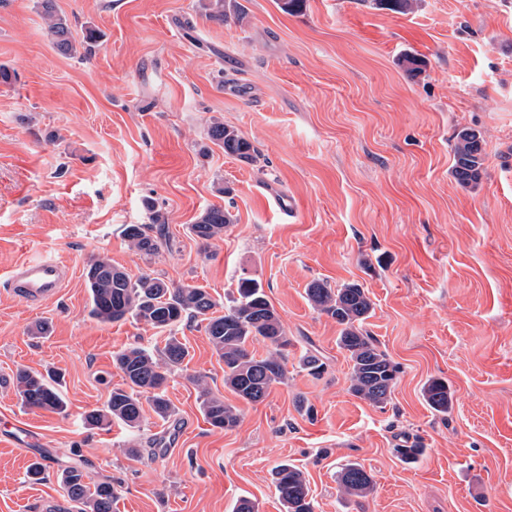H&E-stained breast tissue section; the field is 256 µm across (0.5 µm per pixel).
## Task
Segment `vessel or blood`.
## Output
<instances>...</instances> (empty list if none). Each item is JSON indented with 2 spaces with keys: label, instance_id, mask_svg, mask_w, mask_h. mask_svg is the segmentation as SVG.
Segmentation results:
<instances>
[{
  "label": "vessel or blood",
  "instance_id": "vessel-or-blood-1",
  "mask_svg": "<svg viewBox=\"0 0 512 512\" xmlns=\"http://www.w3.org/2000/svg\"><path fill=\"white\" fill-rule=\"evenodd\" d=\"M66 264L53 255H41L14 264L10 269V293L38 308L59 295L68 280Z\"/></svg>",
  "mask_w": 512,
  "mask_h": 512
}]
</instances>
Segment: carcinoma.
<instances>
[{"label":"carcinoma","instance_id":"carcinoma-1","mask_svg":"<svg viewBox=\"0 0 512 512\" xmlns=\"http://www.w3.org/2000/svg\"><path fill=\"white\" fill-rule=\"evenodd\" d=\"M40 7L52 43L60 54L76 55L97 41L94 29L85 31L82 39H76L68 18L57 10L55 0H40ZM200 8L206 18L222 22L237 12V3L236 0H200ZM206 138L226 155L247 163L257 159L251 143L222 122L211 123ZM483 169L480 133L470 128L460 130L455 136L453 176L462 184H472L478 182ZM234 221L229 210L213 206L190 225V232L208 244L223 238L224 228ZM163 231L160 225L127 224L124 236L136 252L152 256L163 244ZM86 284L90 315L103 323L131 317L154 329L170 331L186 318L205 322L206 335L224 362V386L247 404L263 401L271 387L285 377L290 340L279 313L255 278L238 279V297L224 308L222 315L216 314L219 302L207 289L174 285L149 274L133 281L104 255L96 256L88 265ZM306 294L315 309L332 317L340 326L337 345L350 362L351 394L374 405L386 403L397 380L398 366L377 348L363 329L373 312L368 291L358 283L335 289L318 280L309 284ZM259 341L269 347L264 356L257 355L253 349ZM188 356L185 343L175 336L167 337L160 350L137 344L119 351L113 362L123 374L124 386L112 389L103 408L87 412L85 423L99 427L115 419L135 428L142 419L144 394L159 418H171L173 408L166 396L169 374L182 366ZM301 365L313 377L324 372V362L316 354L304 355ZM57 385L58 378L53 374L45 376L20 369L15 375L16 394L25 406L62 414L67 403ZM423 397L429 408L440 414L448 413L452 406V391L448 381L441 378H433L424 385ZM202 412L219 429L235 427L240 418L237 407L217 397H206ZM272 483L284 512H314L310 488L301 469L283 462L274 469ZM60 484L71 500L85 506V512H112L115 498L112 483L93 480L84 467L63 469ZM339 484L347 496L365 497L374 488L372 476L356 462L342 467Z\"/></svg>","mask_w":512,"mask_h":512}]
</instances>
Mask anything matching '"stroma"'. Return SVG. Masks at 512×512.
<instances>
[{
    "label": "stroma",
    "mask_w": 512,
    "mask_h": 512,
    "mask_svg": "<svg viewBox=\"0 0 512 512\" xmlns=\"http://www.w3.org/2000/svg\"><path fill=\"white\" fill-rule=\"evenodd\" d=\"M238 3L217 22L199 0H56L74 36L99 34L68 58L39 0H0V64L15 73L0 82V419L35 439L27 452L0 441V512H83L57 482L75 464L111 481L113 512H232L242 496L281 512L271 472L283 462L304 472L314 512H512V0H415L403 14L378 0H307L297 14ZM215 119L257 162L201 155ZM464 128L485 156L468 186L452 174ZM211 206L235 222L205 244L189 226ZM156 214L167 243L146 257L123 229ZM44 254L71 277L32 308L9 293L8 266ZM96 254L224 306L242 274L257 278L291 341L284 382L240 403L187 319L174 333L188 363L166 387L174 416L147 406L134 429L85 424L123 384L114 354L165 343L144 323L90 317ZM315 280L368 290L363 328L400 368L387 403L350 393L339 328L305 293ZM308 351L320 377L299 366ZM20 368L59 372L66 413L22 405ZM433 378L454 392L448 414L422 397ZM207 394L239 405L236 427L206 421ZM402 446L418 448L414 462ZM349 462L371 474L369 495L339 492Z\"/></svg>",
    "instance_id": "stroma-1"
}]
</instances>
